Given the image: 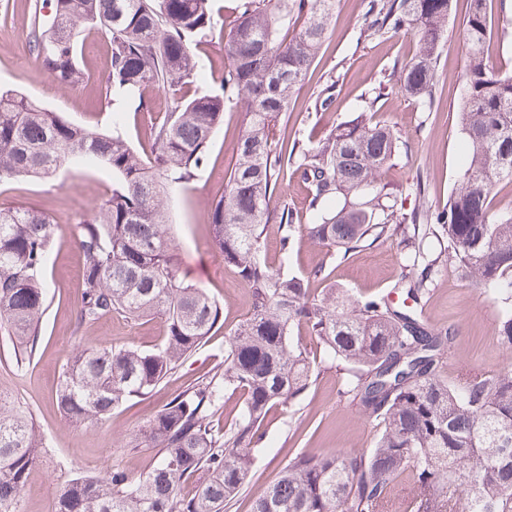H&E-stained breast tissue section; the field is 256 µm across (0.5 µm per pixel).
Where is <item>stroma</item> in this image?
<instances>
[{"mask_svg":"<svg viewBox=\"0 0 512 512\" xmlns=\"http://www.w3.org/2000/svg\"><path fill=\"white\" fill-rule=\"evenodd\" d=\"M38 2L0 0V88L31 95L77 124L106 132L120 129L134 148L149 147L150 131L166 111L158 90L146 89L143 96H131L118 104L101 98L99 78L109 61V46L95 33L80 40L85 83L73 91L58 86L29 44ZM365 11V0H341L319 56L295 92L288 120L278 125L277 134L288 143L317 140L360 111L365 102H372L375 120L392 126L408 143L407 149L383 170V182L393 188L403 212L442 208L458 176L465 149L458 112L467 0H456L448 25L449 44L440 58L434 103L428 112L416 99L397 90L376 97L374 89L380 81L398 80L403 61L413 53L415 39L410 35L361 39ZM329 85L335 89L336 101L324 110L317 97ZM242 132L239 108H226L224 122L213 135L207 162L169 201L180 270L223 305L225 329L233 328L244 317L251 298L213 249L207 215L213 200L224 191L225 175L234 164L236 142ZM111 189V171L78 160L55 181L21 179L0 186V207L35 208L55 226L54 244L43 272L54 297L43 316L30 361L16 362L10 355L8 337L0 335V390L28 409L46 443L38 466L29 476L22 512H53L60 487L77 471L105 475L119 467L133 478L145 472L157 451L129 447L130 435L172 394L224 363V335L219 332L152 392L127 400L104 424L77 429L62 417L55 391L65 363L77 350L110 345L151 349L158 344L163 328L161 319L154 316L130 321L116 314L88 327L76 324L75 298L81 267L76 223L103 205ZM261 256L274 269L284 263L303 275L321 270V278L310 283L316 295L334 285L358 297L384 294L399 280L402 267L401 247L394 239L378 241L345 256L297 240L289 256H282L280 231L274 224L264 230ZM419 309L429 327L457 333L446 358L449 379H457L469 370L494 375L512 365V348L494 332L503 305L482 286L443 270ZM301 341L315 359L316 378L292 412L274 410L268 414L262 426V447L235 512H250L255 498L296 454L330 456L342 451H366L377 438L375 421L343 394L346 369L331 365L313 336L302 334Z\"/></svg>","mask_w":512,"mask_h":512,"instance_id":"1","label":"stroma"}]
</instances>
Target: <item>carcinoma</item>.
<instances>
[{
	"mask_svg": "<svg viewBox=\"0 0 512 512\" xmlns=\"http://www.w3.org/2000/svg\"><path fill=\"white\" fill-rule=\"evenodd\" d=\"M212 2L49 0V16L34 12L32 50L60 86L84 82L78 39L95 32L110 48L104 98L145 87L168 94L167 119L147 153L117 130L75 124L25 94L0 90V186L51 180L76 159L112 171L109 199L79 223L78 326L112 313L163 322L151 351L105 346L71 358L56 402L76 428L99 426L126 400L149 393L224 325L219 301L180 275L168 199L206 161L225 107L243 111L236 161L208 217L214 248L251 296L249 315L225 337L224 370L197 378L135 435L133 447L159 449L150 470L136 478L120 468L77 475L60 488L55 512H231L252 471L261 423L273 409H293L312 383L313 360L293 336L302 326L331 362L346 365L344 394L377 421L379 434L368 452L296 455L252 512H512V372L448 379L443 364L456 332L428 327L415 309L448 266L501 297L495 331L512 346V208L492 204L497 185L512 183V70L488 68V0H470L463 29L462 170L446 206L410 215L381 179L401 136L367 110L313 145L276 139L340 0L271 7L240 0L220 27ZM452 11L453 0H367L364 37L415 36L399 90L426 112ZM207 37L224 43L217 87L191 95ZM284 154L308 188L310 222L279 224L283 254L299 231L343 254L397 237L404 264L394 290L412 305L343 288L314 297L309 281L260 260ZM54 234L40 212L0 208V330L25 357L47 308L43 270ZM228 389L241 391L243 406L217 429L212 418ZM40 445L28 411L0 393V512H20Z\"/></svg>",
	"mask_w": 512,
	"mask_h": 512,
	"instance_id": "1",
	"label": "carcinoma"
}]
</instances>
